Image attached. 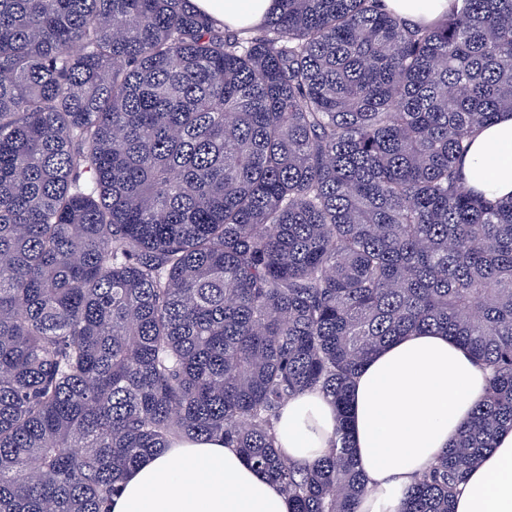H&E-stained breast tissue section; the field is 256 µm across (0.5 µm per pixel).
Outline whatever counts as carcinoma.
Wrapping results in <instances>:
<instances>
[{
	"label": "carcinoma",
	"instance_id": "carcinoma-1",
	"mask_svg": "<svg viewBox=\"0 0 512 512\" xmlns=\"http://www.w3.org/2000/svg\"><path fill=\"white\" fill-rule=\"evenodd\" d=\"M381 0H0V512H102L175 440L221 438L293 512L370 489L350 391L402 336L489 371L397 512H453L512 429V197L460 164L512 113V0L428 25ZM335 440L286 461L299 394ZM194 10L231 27L261 22L276 5L275 0H191ZM336 427L333 400L319 390L290 400L282 410L276 439L283 458L309 463L331 448Z\"/></svg>",
	"mask_w": 512,
	"mask_h": 512
}]
</instances>
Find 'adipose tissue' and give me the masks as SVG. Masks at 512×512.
<instances>
[{"instance_id":"obj_1","label":"adipose tissue","mask_w":512,"mask_h":512,"mask_svg":"<svg viewBox=\"0 0 512 512\" xmlns=\"http://www.w3.org/2000/svg\"><path fill=\"white\" fill-rule=\"evenodd\" d=\"M194 10L232 27L261 22L276 0H191ZM472 186L512 195V114L482 128L464 159ZM487 384V372L446 336L418 333L374 354L356 376L351 434L370 493L357 512H396L405 491L457 438ZM332 399L318 390L290 400L277 424L283 458L309 463L329 451ZM454 512H512V430L471 470ZM278 484L221 439L179 441L145 457L123 478L103 512H291Z\"/></svg>"}]
</instances>
